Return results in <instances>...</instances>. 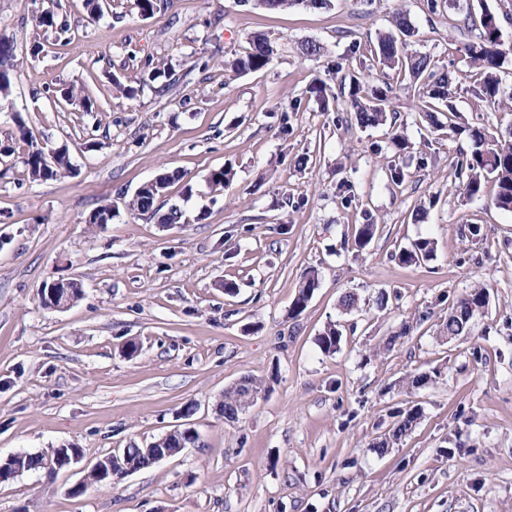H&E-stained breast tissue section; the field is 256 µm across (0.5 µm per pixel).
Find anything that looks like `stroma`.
<instances>
[{
  "mask_svg": "<svg viewBox=\"0 0 512 512\" xmlns=\"http://www.w3.org/2000/svg\"><path fill=\"white\" fill-rule=\"evenodd\" d=\"M49 6L68 39L36 27ZM400 10L418 31L414 49L451 54L459 13H429L426 0L279 12L255 0H169L151 17L126 0L94 17L83 0H0V35L14 43L19 73L0 139L17 135L22 117L29 137L66 147L74 168L34 181L20 156L0 163V457L81 451L55 474L0 484V512H512V212L453 190L465 141L420 116L417 84L403 82L389 102L408 140L401 152L389 126L361 128L305 96L328 65L359 68ZM256 32L278 44L274 65L225 71ZM304 40L321 44L319 60L299 57ZM36 42L44 51L34 58ZM150 64L168 70L167 91L143 83ZM453 68L460 122L511 130L512 110L485 107L468 68ZM69 84L91 111L61 99ZM296 98L302 109L281 134L280 114ZM390 160L408 173L395 189ZM228 164L231 186L213 189L210 170ZM162 169L182 176L163 201L184 209L187 225L166 228L126 208ZM344 182L355 194L348 206ZM106 203L118 209L112 223H85ZM366 211L378 228L360 251L352 240ZM421 238L433 241V259L399 265L395 250ZM313 267L319 286L292 317ZM68 278L82 297L64 311L42 307L39 289ZM478 286L488 293L483 314L448 337L452 305ZM382 290L395 296L383 310ZM347 292L359 297L348 313L339 307ZM330 322L342 340L325 353L317 337ZM423 372L431 381L410 387ZM245 376L269 390L225 421L224 390ZM411 409L420 413L412 432L377 449L396 413ZM178 426L198 442L71 495L103 455L148 447Z\"/></svg>",
  "mask_w": 512,
  "mask_h": 512,
  "instance_id": "obj_1",
  "label": "stroma"
}]
</instances>
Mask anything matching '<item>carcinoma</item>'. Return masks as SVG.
<instances>
[{"mask_svg": "<svg viewBox=\"0 0 512 512\" xmlns=\"http://www.w3.org/2000/svg\"><path fill=\"white\" fill-rule=\"evenodd\" d=\"M331 0H259V4L269 11L285 10L294 6H303L309 10H322L330 7ZM463 27L473 29L478 27V34L468 42L456 47L466 63L474 69L475 96L492 107L506 106L512 103V89L506 90L500 77L501 68L506 56L512 53V48L502 40L500 18L487 8L481 9L479 17H474L471 7H466L463 14ZM36 26L57 29L61 33L69 31L66 24L57 22L55 12L49 8L43 10L35 18ZM418 30L409 21L404 12L396 13L391 21V28L378 34L376 43L370 45L372 59L370 73L360 78L355 74L349 75L348 94L340 99L330 98L327 94V83L316 78L310 84L308 92L317 98L323 111H328L329 101H342L346 111L352 112L358 125L362 128L378 127L388 122L389 115L386 107L394 91V85L399 80L410 78L420 83V114L430 117L441 110L448 112V135L464 136L467 149L460 152L461 160L457 166L456 178L458 188L469 199L479 198L486 193L487 186H493L491 203L498 209L512 212V130L508 135H494L483 124L461 125L456 122L457 112L452 104V72L440 59L420 52H409L406 47L417 37ZM278 55V48L266 35L257 33L248 38V47L230 63L233 72L237 74L254 73L268 69ZM0 64L4 72L0 73V103L7 100L12 80L16 73V55L12 46L0 43ZM19 139L8 138L0 140V156L10 157L16 152H22V159L29 177L33 180L49 179L71 172V164L66 151H60L55 156V162L47 164L46 149L27 136L24 125H18ZM234 178L232 168L221 166L210 170L207 180L214 188L228 187ZM161 188L143 185L127 203V208L136 214L152 215L159 212L158 200L166 190L181 179L179 173L161 174ZM116 208L111 204L95 207L90 211L88 223L97 226L110 224ZM161 213V212H159ZM162 224H185L183 211L171 206L161 213ZM377 224L371 216H365L364 222L358 225L354 236V244L362 249L373 239ZM433 242L422 238L400 249L394 254L395 260L405 266L416 265L432 257ZM319 285V273L312 269L304 274L298 284L290 312L294 317L299 316L307 307L309 300ZM487 294L482 288H475L465 297L459 299L454 308L465 312L473 311V317L480 315V310L486 307ZM342 332L336 325H328L318 336L317 342L321 350L334 352L338 348ZM252 392L262 395L266 392L261 381L247 376L242 382L224 390V399L220 402V411L227 421H235L243 413L242 399L244 394ZM416 414L412 412L398 414L392 434L382 439L378 447L386 448L389 443L401 439L411 431L416 424ZM190 436L180 435V438L162 436L147 448L131 444L118 450V457L135 469L141 470L152 466L153 449L168 451L174 455L181 451L179 443H188ZM60 449L47 448L28 454L23 459L22 468L26 472L46 470V466L58 458ZM112 457L108 453L99 458L96 464L87 472L84 484L112 485L124 478L116 471H102L105 461Z\"/></svg>", "mask_w": 512, "mask_h": 512, "instance_id": "carcinoma-1", "label": "carcinoma"}]
</instances>
